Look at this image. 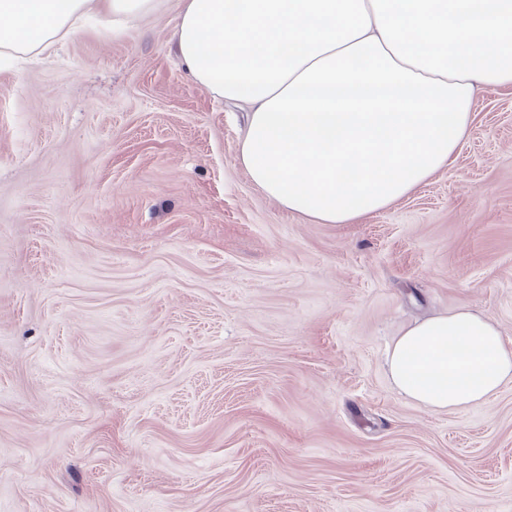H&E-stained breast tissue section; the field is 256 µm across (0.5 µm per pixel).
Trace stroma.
I'll use <instances>...</instances> for the list:
<instances>
[{"label":"stroma","mask_w":512,"mask_h":512,"mask_svg":"<svg viewBox=\"0 0 512 512\" xmlns=\"http://www.w3.org/2000/svg\"><path fill=\"white\" fill-rule=\"evenodd\" d=\"M181 0L0 55V512H512V383L434 413L385 369L468 307L512 347V87L447 167L318 224L236 162Z\"/></svg>","instance_id":"stroma-1"}]
</instances>
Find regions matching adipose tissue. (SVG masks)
Instances as JSON below:
<instances>
[{
	"mask_svg": "<svg viewBox=\"0 0 512 512\" xmlns=\"http://www.w3.org/2000/svg\"><path fill=\"white\" fill-rule=\"evenodd\" d=\"M131 21L158 0H0V48L50 50L95 2ZM174 32L196 83L250 107L237 162L285 209L352 224L447 166L477 94L512 86V0H182ZM385 363L441 412L512 382L497 326L462 307L406 326Z\"/></svg>",
	"mask_w": 512,
	"mask_h": 512,
	"instance_id": "ef3b65f1",
	"label": "adipose tissue"
}]
</instances>
